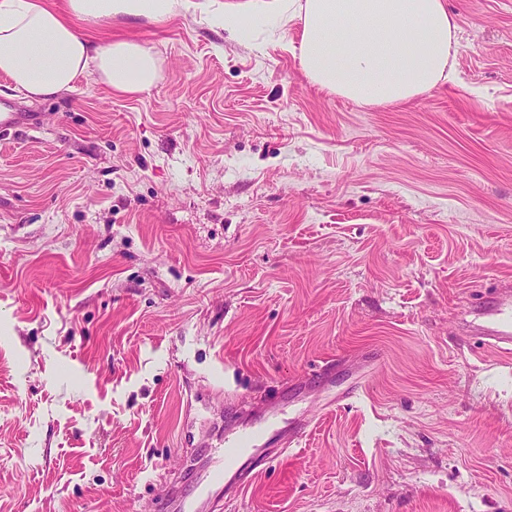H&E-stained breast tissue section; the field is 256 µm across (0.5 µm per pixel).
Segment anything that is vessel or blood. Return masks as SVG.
I'll use <instances>...</instances> for the list:
<instances>
[{"instance_id":"b4317fda","label":"vessel or blood","mask_w":512,"mask_h":512,"mask_svg":"<svg viewBox=\"0 0 512 512\" xmlns=\"http://www.w3.org/2000/svg\"><path fill=\"white\" fill-rule=\"evenodd\" d=\"M37 115L25 111L13 103L0 104V135L7 137L34 128ZM471 336L484 346L501 353L512 354V290H496L489 306L481 312L480 320L470 322ZM310 427L309 420L275 426L260 423L254 425L245 438L254 448H276L280 452L298 447ZM238 443L225 441L216 449V467L205 473V486L194 500L177 498L176 494L161 497L155 504V512H168L171 506H178L180 512H217L227 492L237 490L243 484L242 471L229 470L227 464L237 453Z\"/></svg>"}]
</instances>
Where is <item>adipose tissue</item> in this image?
Listing matches in <instances>:
<instances>
[{
  "mask_svg": "<svg viewBox=\"0 0 512 512\" xmlns=\"http://www.w3.org/2000/svg\"><path fill=\"white\" fill-rule=\"evenodd\" d=\"M191 0H0V75L31 99L73 90L83 75L121 92L149 90L155 55L133 40L99 45L86 27L112 19L163 22ZM302 23L299 64L321 89L358 103L414 100L454 79L458 24L445 0H223L214 27L242 37L247 23Z\"/></svg>",
  "mask_w": 512,
  "mask_h": 512,
  "instance_id": "adipose-tissue-1",
  "label": "adipose tissue"
}]
</instances>
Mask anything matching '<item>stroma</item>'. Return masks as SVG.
Returning a JSON list of instances; mask_svg holds the SVG:
<instances>
[{"mask_svg": "<svg viewBox=\"0 0 512 512\" xmlns=\"http://www.w3.org/2000/svg\"><path fill=\"white\" fill-rule=\"evenodd\" d=\"M456 79L389 106L287 37L103 21L159 60L0 140V512H154L268 401L315 423L222 512H512V0H447ZM481 320L470 321V335L484 346L501 353L512 354V290L499 288L486 309L481 308Z\"/></svg>", "mask_w": 512, "mask_h": 512, "instance_id": "35a3bbf8", "label": "stroma"}]
</instances>
